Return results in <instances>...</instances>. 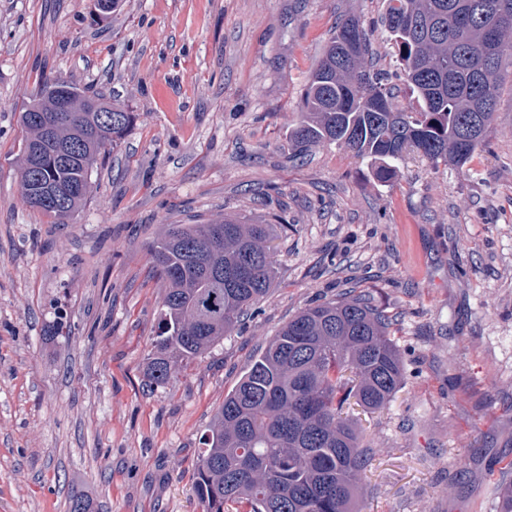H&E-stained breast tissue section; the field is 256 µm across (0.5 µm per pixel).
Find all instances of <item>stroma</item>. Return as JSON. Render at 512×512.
<instances>
[{"label": "stroma", "mask_w": 512, "mask_h": 512, "mask_svg": "<svg viewBox=\"0 0 512 512\" xmlns=\"http://www.w3.org/2000/svg\"><path fill=\"white\" fill-rule=\"evenodd\" d=\"M385 0H0V512H201L203 435L288 319L366 295L388 315L405 383L358 414L372 462L361 512H494L512 461V56L492 150L416 157L380 179L288 131L341 18L396 49ZM134 112L70 223L20 187L18 117L49 77ZM273 225L275 274L210 353L146 386L164 288L147 245L166 224Z\"/></svg>", "instance_id": "1"}]
</instances>
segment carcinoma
Segmentation results:
<instances>
[{
  "instance_id": "carcinoma-1",
  "label": "carcinoma",
  "mask_w": 512,
  "mask_h": 512,
  "mask_svg": "<svg viewBox=\"0 0 512 512\" xmlns=\"http://www.w3.org/2000/svg\"><path fill=\"white\" fill-rule=\"evenodd\" d=\"M382 31L398 48V77L416 94V112L395 104L393 74L375 68L366 30L351 48L340 45L358 20L336 23L312 70L293 146L336 144L376 165L386 177L413 151L437 167L464 166L490 151L491 120L503 80L501 61L512 51V0H385ZM62 84L74 111L51 129L30 120L54 115L50 89ZM93 101L101 93L60 78L45 79L20 113L27 136L21 168L37 177L22 183L29 206L67 224L87 202L91 174L106 150L121 143L132 112L116 113L105 136L94 131ZM79 155L62 161L56 146ZM55 187L61 203L40 202ZM272 226L224 217L203 224H166L149 244L153 274L163 281L158 334L147 379L163 385L224 340L251 316L274 276ZM391 322L361 296L309 306L293 316L253 361L204 436L195 494L202 512H355L361 476L371 460L347 409L383 408L404 382ZM496 490V512H512V461Z\"/></svg>"
}]
</instances>
